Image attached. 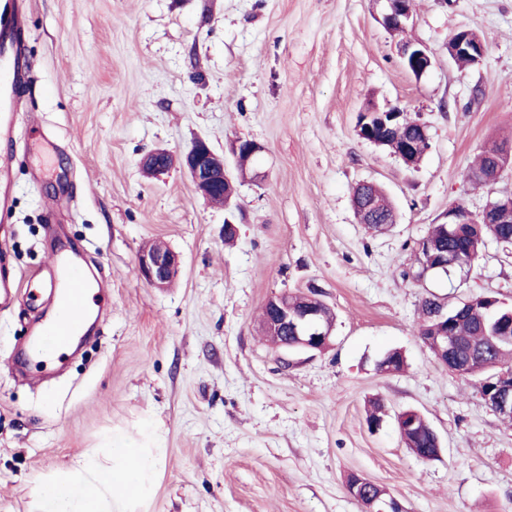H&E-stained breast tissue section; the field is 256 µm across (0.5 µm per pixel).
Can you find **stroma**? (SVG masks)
<instances>
[{"label": "stroma", "mask_w": 512, "mask_h": 512, "mask_svg": "<svg viewBox=\"0 0 512 512\" xmlns=\"http://www.w3.org/2000/svg\"><path fill=\"white\" fill-rule=\"evenodd\" d=\"M17 37L28 64L16 91L11 219L0 267L29 281L64 242L103 273L108 312L64 370L30 382L12 369L34 312L0 310V512H32L34 476L68 466L115 430L149 422L165 456L138 512H362L350 475L388 490L405 512H512V421L437 360L417 334L427 297L490 293L512 305V245L488 242L467 271L420 269L417 242L449 206L479 212L512 193L463 172L492 145L512 146V0H413L405 33L385 0H23ZM485 55L461 69L458 30ZM432 65L407 71L404 42ZM370 106L427 128L407 166L359 137ZM220 151L258 142L233 246L223 208L173 166L146 176L149 151L194 138ZM382 185L398 219L368 232L354 188ZM54 208L56 227L43 220ZM181 265L158 290L140 276L148 243ZM316 293L336 314L330 346L293 352L259 327L266 301ZM400 349L404 371L376 362ZM387 416L366 424L369 400ZM414 409L442 451L417 459L394 416ZM484 52L483 41L470 30H459L448 41V55L454 62L463 58L459 64L464 68L470 66L465 59L479 64L484 57Z\"/></svg>", "instance_id": "35a3bbf8"}]
</instances>
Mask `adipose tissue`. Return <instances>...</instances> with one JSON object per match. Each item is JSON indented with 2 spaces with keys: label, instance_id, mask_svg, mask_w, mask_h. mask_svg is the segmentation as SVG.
Listing matches in <instances>:
<instances>
[{
  "label": "adipose tissue",
  "instance_id": "obj_1",
  "mask_svg": "<svg viewBox=\"0 0 512 512\" xmlns=\"http://www.w3.org/2000/svg\"><path fill=\"white\" fill-rule=\"evenodd\" d=\"M162 450L150 427L116 433L110 451L83 453L68 468L35 479V512H134L151 491Z\"/></svg>",
  "mask_w": 512,
  "mask_h": 512
}]
</instances>
